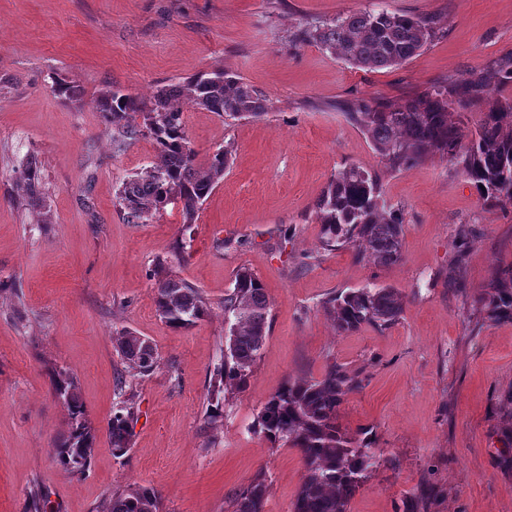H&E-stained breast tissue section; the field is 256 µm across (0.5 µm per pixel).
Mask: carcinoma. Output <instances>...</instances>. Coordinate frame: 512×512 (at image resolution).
<instances>
[{"instance_id":"carcinoma-1","label":"carcinoma","mask_w":512,"mask_h":512,"mask_svg":"<svg viewBox=\"0 0 512 512\" xmlns=\"http://www.w3.org/2000/svg\"><path fill=\"white\" fill-rule=\"evenodd\" d=\"M436 36V29L424 18L380 9L301 26L291 42L316 44L355 68L373 71L409 62ZM493 82L512 83V55L488 74L437 85L401 105L358 100L347 106L346 117L368 136L386 170L401 171L429 154H439L473 184L485 206L495 208L512 203V101L492 97ZM55 92L65 103L82 101V90L74 82L57 81ZM186 103L230 120L256 118L269 108L266 94L226 71L200 72L161 88L149 105L119 89L102 92L96 106L112 132L120 137L148 136L156 146L153 165L118 187L117 202L129 223H150L175 195L188 228L224 178L230 150L218 147L204 164L196 162L183 122ZM461 103L481 108V119L468 139L454 112V105ZM20 180L25 199L47 209L36 156L26 158ZM315 215L322 226L321 250L349 248L357 258L383 266L401 261L404 213L385 205L378 175L359 167L334 174L315 204ZM169 263L166 257L156 258L150 273L157 312L170 328L188 329L209 316L210 302L200 289L171 275ZM464 265L461 253L449 270V278L463 293ZM473 306L491 322H512V266L490 273L473 297ZM318 308L341 334L363 325L385 330L401 318L404 295L392 286L372 284L334 293L322 299ZM269 311L260 279L250 268H239L233 290L224 297V313L235 323L209 380L208 393L216 409L208 414V424L217 426L223 419L221 406L247 388L268 336ZM114 342L123 365L119 388L125 387L127 378L149 376L159 367L156 348L136 332L123 330ZM362 386L363 380L330 361L321 379L290 378L264 402L256 420L259 431L272 444H286L300 454L303 473L293 512H347L352 496L380 466L375 441L355 439L338 423L340 406ZM53 389L62 395L67 411V431L57 444L58 461L66 473L81 474L90 465L96 429L73 377L54 375ZM136 412L135 401L127 397L108 422L112 451L119 457L130 449ZM269 488L266 473L257 472L237 495L235 512H265ZM159 505L154 490L138 487L112 494L107 512H160Z\"/></svg>"}]
</instances>
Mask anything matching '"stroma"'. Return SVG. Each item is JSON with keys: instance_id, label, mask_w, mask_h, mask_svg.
<instances>
[{"instance_id": "1", "label": "stroma", "mask_w": 512, "mask_h": 512, "mask_svg": "<svg viewBox=\"0 0 512 512\" xmlns=\"http://www.w3.org/2000/svg\"><path fill=\"white\" fill-rule=\"evenodd\" d=\"M383 6L433 19L439 34L410 62L355 68L297 27ZM512 54V0H0V512H26L41 488L46 512H104L113 493L148 487L160 512H234L258 470L269 476L265 512H291L301 481L296 449L253 428L288 378L320 379L333 361L364 380L341 405L352 436L372 432L382 462L348 512H512V322L473 314L471 298L512 263V207L485 210L473 185L432 154L385 171L347 103L395 105L434 86L489 70ZM230 71L264 92L261 117L235 122L185 105L198 162L219 146L224 179L183 228L171 204L149 224L120 215L116 191L151 166L153 141L116 143L95 102L110 88L150 101L157 89L202 71ZM77 82L64 103L55 80ZM37 156L49 222L19 190ZM358 166L379 174L388 205L405 215L403 257L381 266L352 250H319L314 205L330 176ZM181 256H172L175 242ZM465 252L466 292L448 282ZM170 256L173 276L200 288L207 319L175 330L156 311L149 271ZM249 267L270 300V331L248 387L206 423L209 373L230 322L224 296ZM398 288L404 313L391 328L338 334L316 304L369 284ZM146 337L154 374L128 379L117 333ZM73 376L96 445L85 474H66L57 439L67 412L51 384ZM139 408L129 452L114 456L108 421L121 397Z\"/></svg>"}]
</instances>
